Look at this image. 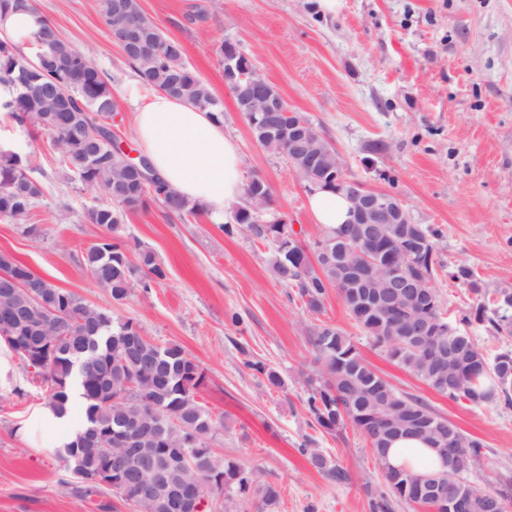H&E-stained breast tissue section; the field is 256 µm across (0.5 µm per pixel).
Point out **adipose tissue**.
Listing matches in <instances>:
<instances>
[{
	"mask_svg": "<svg viewBox=\"0 0 512 512\" xmlns=\"http://www.w3.org/2000/svg\"><path fill=\"white\" fill-rule=\"evenodd\" d=\"M135 128L142 154L168 187L205 207L213 222H222L225 206L244 196L238 145L212 113L156 92L137 108ZM76 431L70 414L48 406L35 410L21 428L47 448L65 447Z\"/></svg>",
	"mask_w": 512,
	"mask_h": 512,
	"instance_id": "adipose-tissue-1",
	"label": "adipose tissue"
}]
</instances>
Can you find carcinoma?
I'll return each instance as SVG.
<instances>
[{
  "label": "carcinoma",
  "instance_id": "1",
  "mask_svg": "<svg viewBox=\"0 0 512 512\" xmlns=\"http://www.w3.org/2000/svg\"><path fill=\"white\" fill-rule=\"evenodd\" d=\"M118 3L126 4L154 39L150 58L125 56L139 82L189 101L219 121L224 119L222 103L208 83L185 64L181 43L146 17L137 0H101L108 31L119 27ZM30 45L34 63L13 39L0 40V88L7 89L0 95V112L19 125L50 134L71 179L109 199L108 204L87 211L88 222L98 225L104 236L86 250L83 266L120 305L135 284L147 291L151 283L166 278L163 265L151 251L141 249L137 260H131V248L123 239L127 215L145 209L150 200L182 220L197 216L202 207L181 198L155 173L142 183L128 171L125 153L112 131V81L87 52L47 20L31 37ZM92 114L96 119L90 118ZM251 131L269 153L277 156L283 150L280 141L263 137L256 127ZM319 163V172L301 170L297 175L304 181L320 178L325 190L336 191L325 174L326 169L336 168V155L326 152ZM41 196V182L29 174L26 158L17 151L0 149V217L27 216ZM252 197L271 203L270 185L261 178L249 181L244 201L233 204V223L223 225L224 232L241 233L269 246L275 278L296 289L309 312L322 314L328 289L334 288L372 346L428 387L459 404L512 405V350L490 354L464 329L478 323L492 333L512 334V291L486 300L471 270L459 264L449 277L469 284L478 297L476 305L452 322L432 286L434 302L422 310V316L431 322L433 334L412 336L405 327L390 325L383 309L361 308L362 289L343 285L345 276L338 263L351 247L345 239L347 225L324 228L318 237L305 241L293 225L267 206L260 213L252 210ZM383 228L384 244L390 246L393 260L435 282L443 268L437 251L440 231L428 224L408 225L421 241L419 250L408 253L399 236L403 225L385 224ZM2 298L8 299L9 307L0 309V340L19 360L34 367L46 387L47 404L62 412L72 386L81 390L83 424L75 440L59 451L81 496L90 498L109 489L133 502L138 512H162L157 504L136 497L133 487L101 481L102 471L112 468V456L121 457L126 437L136 429L139 447L151 453L155 467L197 485L199 499L186 512H198L217 476L222 477L226 492L258 497L265 507L275 503L277 491L262 482L259 471L245 470L212 453L209 438L224 422L214 419L198 401L205 373L183 347L156 343L131 319L114 321L112 313L56 287L6 253L0 254ZM309 343L317 369L306 380L305 406L315 426L325 432L341 434L350 426L368 442L380 472L377 485H366L372 512H394L399 502L425 504L417 482H435L449 470L438 446L453 442L463 470L484 455L483 441L462 432L419 397L396 391L341 328L323 321L309 331ZM389 396L401 400L414 415L433 420L438 437L415 434L413 438L436 454L438 469L421 474L389 463L393 440L385 437L382 420ZM309 461L338 484L349 480L343 467L314 449ZM122 468L132 483L148 477L136 458L122 457ZM458 491L467 499V512H489L490 502L505 499L500 491L466 480Z\"/></svg>",
  "mask_w": 512,
  "mask_h": 512
}]
</instances>
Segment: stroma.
<instances>
[{"label":"stroma","instance_id":"obj_1","mask_svg":"<svg viewBox=\"0 0 512 512\" xmlns=\"http://www.w3.org/2000/svg\"><path fill=\"white\" fill-rule=\"evenodd\" d=\"M145 15L184 48L187 65L224 103V129L238 144L244 179L272 189V209L316 238L305 182L254 140L224 89L219 43L235 40L289 107L308 116L340 153L348 178L400 196L415 223L438 227L445 264L435 281L452 314L476 297L449 277L470 267L486 297L512 289V0H139ZM206 11L195 21V8ZM37 9L112 77L113 131L137 150L133 116L147 93L107 34L100 0H37ZM382 142L386 151H374ZM0 144L29 153L44 194L22 220L0 217V252L11 254L57 287L133 319L155 342L183 346L206 374L197 394L224 420L210 445L241 467L258 468L279 493L273 512H370L366 483L377 467L353 429L329 434L304 406L303 377L315 365L308 331L323 319L343 329L362 356L402 393L421 397L485 453L463 473L480 487L512 476V407L453 403L375 349L336 292L323 317L303 306L295 289L276 281L269 249L226 235L208 213L182 221L157 203L128 216L125 238L152 250L167 268L150 292L133 288L123 304L82 266L101 235L88 209L105 204L62 177L61 156L48 134L0 121ZM37 225L38 235L26 232ZM275 368L286 386L275 390L250 365ZM46 393L33 368L9 357L0 370V512H137L133 502L104 492L86 499L66 487L55 449L19 428ZM311 443L345 468L339 485L299 451Z\"/></svg>","mask_w":512,"mask_h":512}]
</instances>
